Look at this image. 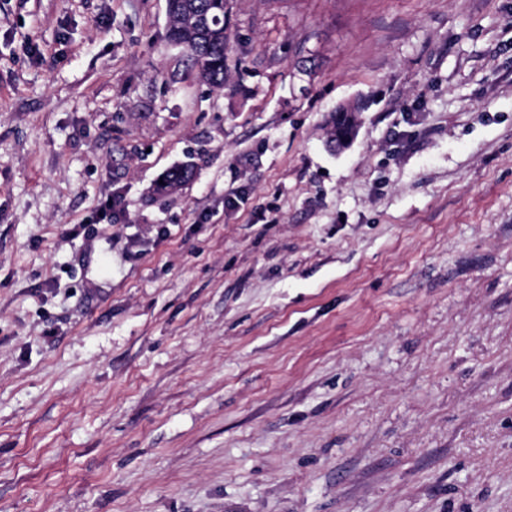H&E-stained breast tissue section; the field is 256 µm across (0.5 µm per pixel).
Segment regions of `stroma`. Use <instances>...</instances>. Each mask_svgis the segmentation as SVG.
<instances>
[{"mask_svg": "<svg viewBox=\"0 0 512 512\" xmlns=\"http://www.w3.org/2000/svg\"><path fill=\"white\" fill-rule=\"evenodd\" d=\"M224 21L0 0V512H512V0ZM167 2L169 42L183 51L200 80L224 88L229 70V34L224 24L227 1ZM195 175V167L192 163H184L168 170L162 177L163 184L156 187L159 197L167 196L182 189Z\"/></svg>", "mask_w": 512, "mask_h": 512, "instance_id": "1", "label": "stroma"}]
</instances>
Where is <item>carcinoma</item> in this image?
I'll use <instances>...</instances> for the list:
<instances>
[{"label":"carcinoma","instance_id":"carcinoma-1","mask_svg":"<svg viewBox=\"0 0 512 512\" xmlns=\"http://www.w3.org/2000/svg\"><path fill=\"white\" fill-rule=\"evenodd\" d=\"M227 0H168V40L180 48L203 82L224 88L228 78L229 34L224 24ZM359 123V108L331 119L327 142H336L337 131ZM195 175V167L184 163L168 170L157 185L156 193L167 196L182 189Z\"/></svg>","mask_w":512,"mask_h":512}]
</instances>
